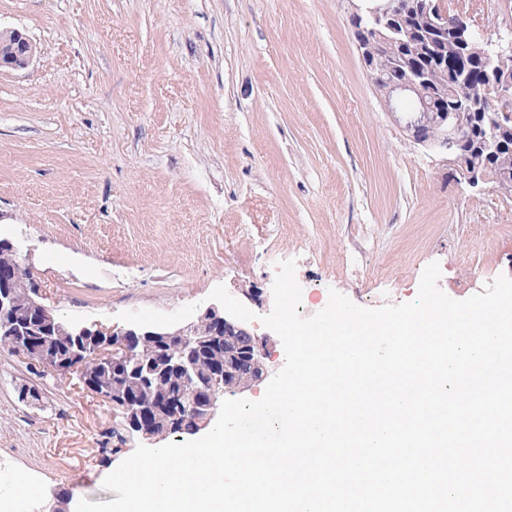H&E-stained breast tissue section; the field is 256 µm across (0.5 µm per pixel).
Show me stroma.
<instances>
[{
    "label": "stroma",
    "instance_id": "1",
    "mask_svg": "<svg viewBox=\"0 0 512 512\" xmlns=\"http://www.w3.org/2000/svg\"><path fill=\"white\" fill-rule=\"evenodd\" d=\"M512 40V0H463ZM349 0H0V28L38 47L0 72V236L64 321L177 326L210 293L259 291L296 263L311 317L338 291L416 298L439 263L455 300L512 278V195L459 183L375 90ZM36 388L39 405L22 402ZM111 406L0 352V464L39 493L114 500L103 480L139 445Z\"/></svg>",
    "mask_w": 512,
    "mask_h": 512
}]
</instances>
